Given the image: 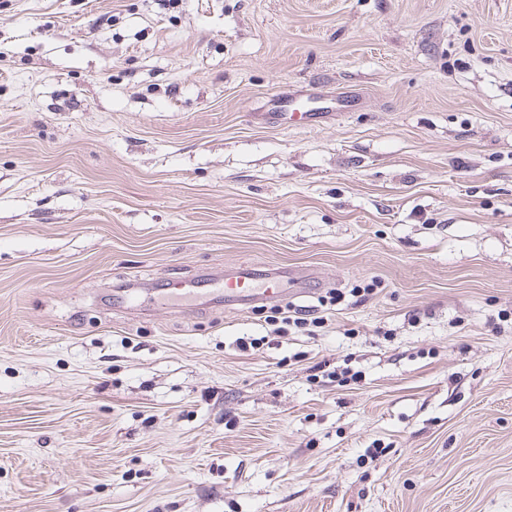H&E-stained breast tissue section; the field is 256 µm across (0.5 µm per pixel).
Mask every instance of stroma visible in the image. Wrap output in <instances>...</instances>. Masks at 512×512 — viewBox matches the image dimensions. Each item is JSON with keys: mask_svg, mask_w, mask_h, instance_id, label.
I'll return each mask as SVG.
<instances>
[{"mask_svg": "<svg viewBox=\"0 0 512 512\" xmlns=\"http://www.w3.org/2000/svg\"><path fill=\"white\" fill-rule=\"evenodd\" d=\"M0 512H512V0H0ZM308 276L300 269L268 271L260 278L257 269L249 264H238L224 271L218 270L187 280L167 281L164 288H148L137 295L128 292L116 294L119 308L131 301L139 307L154 303L159 295L171 301L195 299L200 306L224 301V305H247L261 301H280L285 295L284 282H297Z\"/></svg>", "mask_w": 512, "mask_h": 512, "instance_id": "obj_1", "label": "stroma"}]
</instances>
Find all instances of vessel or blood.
Wrapping results in <instances>:
<instances>
[{
    "mask_svg": "<svg viewBox=\"0 0 512 512\" xmlns=\"http://www.w3.org/2000/svg\"><path fill=\"white\" fill-rule=\"evenodd\" d=\"M304 276V271L300 269L273 270L261 275L254 266L239 264L187 280H170L163 288H149L136 295L122 292L116 295L115 301L120 307L130 301L144 307L154 303L161 295L171 301L195 299L204 306L218 302L228 305L275 302L284 296L285 282H297Z\"/></svg>",
    "mask_w": 512,
    "mask_h": 512,
    "instance_id": "1",
    "label": "vessel or blood"
}]
</instances>
